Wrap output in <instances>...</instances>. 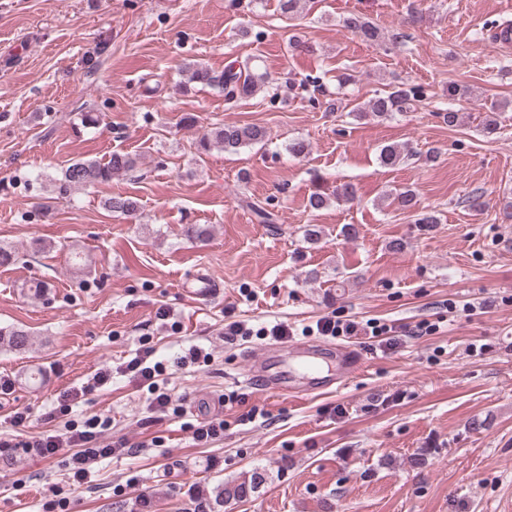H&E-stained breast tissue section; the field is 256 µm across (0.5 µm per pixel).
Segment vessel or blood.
I'll return each instance as SVG.
<instances>
[{
	"label": "vessel or blood",
	"instance_id": "b4317fda",
	"mask_svg": "<svg viewBox=\"0 0 512 512\" xmlns=\"http://www.w3.org/2000/svg\"><path fill=\"white\" fill-rule=\"evenodd\" d=\"M295 360L314 374L307 387L294 384V371L288 360ZM363 365L359 352L352 346L320 341L311 346L274 343L255 356L247 374L248 382L258 384L266 392L288 397H302L344 385Z\"/></svg>",
	"mask_w": 512,
	"mask_h": 512
}]
</instances>
